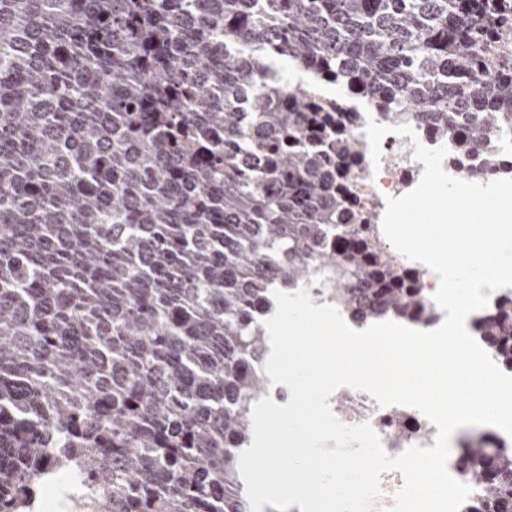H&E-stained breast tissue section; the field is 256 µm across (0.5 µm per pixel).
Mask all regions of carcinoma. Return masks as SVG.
<instances>
[{"instance_id":"carcinoma-1","label":"carcinoma","mask_w":512,"mask_h":512,"mask_svg":"<svg viewBox=\"0 0 512 512\" xmlns=\"http://www.w3.org/2000/svg\"><path fill=\"white\" fill-rule=\"evenodd\" d=\"M364 107L512 176V0H0V512L51 460L112 512H249L273 290L424 307L354 190ZM476 331L512 372V295ZM458 448L460 512H512V450Z\"/></svg>"}]
</instances>
